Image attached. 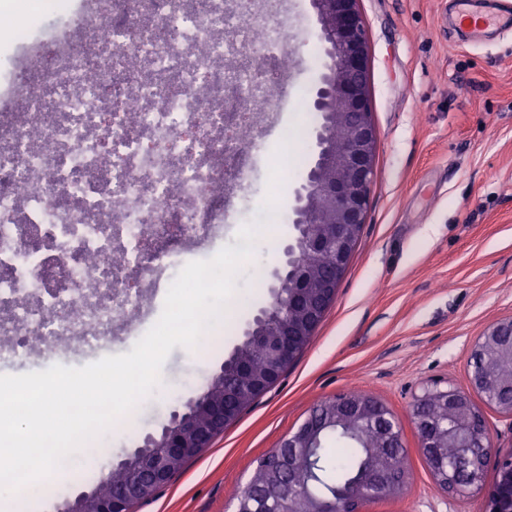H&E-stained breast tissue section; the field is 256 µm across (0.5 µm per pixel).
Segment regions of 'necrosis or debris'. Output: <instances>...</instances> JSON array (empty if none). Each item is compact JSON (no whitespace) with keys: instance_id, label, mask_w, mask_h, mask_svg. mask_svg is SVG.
I'll list each match as a JSON object with an SVG mask.
<instances>
[{"instance_id":"4bbe7bcc","label":"necrosis or debris","mask_w":512,"mask_h":512,"mask_svg":"<svg viewBox=\"0 0 512 512\" xmlns=\"http://www.w3.org/2000/svg\"><path fill=\"white\" fill-rule=\"evenodd\" d=\"M0 73V353L134 336L159 281L245 217L288 0H71Z\"/></svg>"}]
</instances>
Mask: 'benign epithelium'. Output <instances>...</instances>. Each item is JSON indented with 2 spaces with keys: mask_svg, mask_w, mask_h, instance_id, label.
Wrapping results in <instances>:
<instances>
[{
  "mask_svg": "<svg viewBox=\"0 0 512 512\" xmlns=\"http://www.w3.org/2000/svg\"><path fill=\"white\" fill-rule=\"evenodd\" d=\"M359 0H311L324 45L326 72L316 89L313 108L323 118L316 131L317 155L302 184L294 210L298 234L284 250V274L297 281L288 303L259 320L252 332L263 337L268 374L257 377L250 365L232 356L235 377L219 373L209 389L171 414L157 436L148 435L145 449L120 465L128 482L101 475L110 493H82L68 502V512H131L134 502L165 485L178 464L196 456L224 430L236 410L224 404V389L234 398L268 386L274 375L297 355L301 343L322 320L359 242L374 171L377 134L368 88L369 50ZM342 127L345 137L328 130ZM333 256V274L317 278L306 267ZM470 390L426 388L415 399L412 414L419 448L435 482L452 495L482 488L483 468L493 448L491 430L470 392L512 418V318L491 324L470 354ZM348 421L354 435L378 431L367 445L374 465L331 498L310 490L319 434ZM402 447L398 423L378 400L341 394L325 400L303 424L266 456V482L274 498L273 512H364L380 497L403 494L406 484L394 475L395 449ZM456 449L448 457V449ZM497 478L486 492L487 512H512V450L498 457Z\"/></svg>",
  "mask_w": 512,
  "mask_h": 512,
  "instance_id": "obj_1",
  "label": "benign epithelium"
}]
</instances>
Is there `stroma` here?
<instances>
[{"label":"stroma","mask_w":512,"mask_h":512,"mask_svg":"<svg viewBox=\"0 0 512 512\" xmlns=\"http://www.w3.org/2000/svg\"><path fill=\"white\" fill-rule=\"evenodd\" d=\"M371 49L370 102L378 134L366 223L336 299L278 382L134 512H235L258 461L319 401L363 393L402 430L410 472L403 495L370 512H486L484 490L448 495L418 447L412 406L424 389H467L470 352L493 322L512 317V31L471 37L450 23L452 0H360ZM310 0H288L292 64L253 204L273 219L236 286L239 301L198 357L174 347L154 397L71 464L70 479L34 512H63L207 389L278 283L293 242L297 193L312 165L320 116L312 101L322 48ZM285 160L293 174L274 204L265 183Z\"/></svg>","instance_id":"35a3bbf8"}]
</instances>
